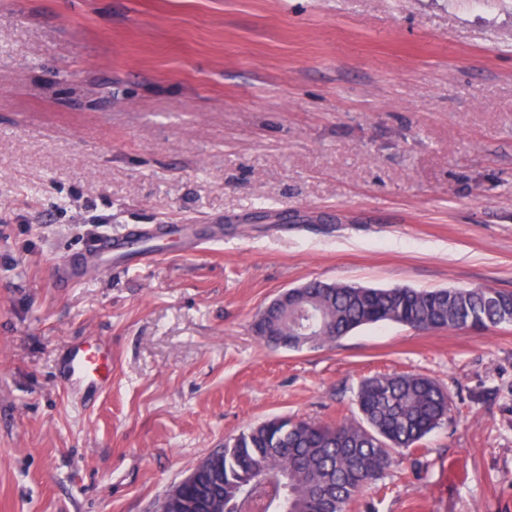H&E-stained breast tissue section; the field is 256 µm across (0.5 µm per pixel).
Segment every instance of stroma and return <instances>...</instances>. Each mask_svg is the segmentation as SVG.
Instances as JSON below:
<instances>
[{"instance_id": "obj_1", "label": "stroma", "mask_w": 512, "mask_h": 512, "mask_svg": "<svg viewBox=\"0 0 512 512\" xmlns=\"http://www.w3.org/2000/svg\"><path fill=\"white\" fill-rule=\"evenodd\" d=\"M224 226L142 270L131 224ZM512 291V0H0V512H154L243 428L357 415L412 372L452 417L356 512H512V326L272 349L312 280ZM112 346L83 404L63 351ZM177 233L174 224H150L132 226L118 236H102L89 251L75 253L64 262L59 272V285L65 288L82 279L90 267L143 269L159 256L155 246L149 243L163 241Z\"/></svg>"}]
</instances>
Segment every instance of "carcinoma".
<instances>
[{
    "label": "carcinoma",
    "instance_id": "cac0c4a2",
    "mask_svg": "<svg viewBox=\"0 0 512 512\" xmlns=\"http://www.w3.org/2000/svg\"><path fill=\"white\" fill-rule=\"evenodd\" d=\"M304 333L284 331L276 313H258L255 334L292 351L333 344L352 331L392 322L422 332L512 326V291L344 288L306 282ZM358 418L314 422L274 418L250 425L194 470L181 495L203 512H347L402 450L417 446L452 411L448 391L411 373L367 377L356 391Z\"/></svg>",
    "mask_w": 512,
    "mask_h": 512
}]
</instances>
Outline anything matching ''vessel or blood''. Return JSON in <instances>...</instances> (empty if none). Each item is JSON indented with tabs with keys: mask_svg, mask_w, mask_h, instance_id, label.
I'll return each instance as SVG.
<instances>
[{
	"mask_svg": "<svg viewBox=\"0 0 512 512\" xmlns=\"http://www.w3.org/2000/svg\"><path fill=\"white\" fill-rule=\"evenodd\" d=\"M177 228L171 224L133 226L125 233L100 237L86 252L73 254L59 272L61 286L82 279L89 268L142 269L158 258L155 242L175 236ZM107 345L101 338H92L71 346L58 373V381L68 392L91 398L100 393L110 381Z\"/></svg>",
	"mask_w": 512,
	"mask_h": 512,
	"instance_id": "vessel-or-blood-1",
	"label": "vessel or blood"
}]
</instances>
